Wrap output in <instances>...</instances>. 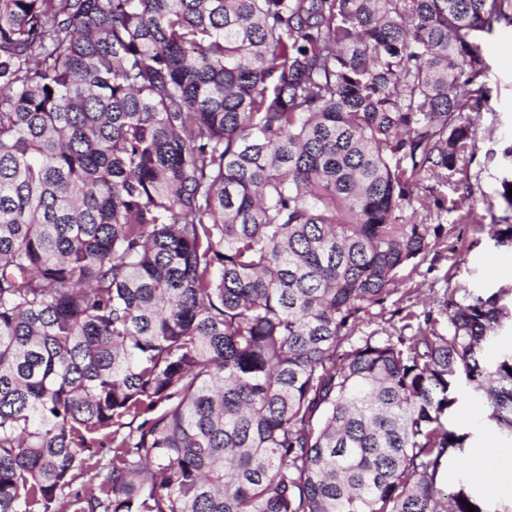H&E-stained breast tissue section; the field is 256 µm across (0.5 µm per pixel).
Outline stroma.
Instances as JSON below:
<instances>
[{
  "label": "stroma",
  "mask_w": 512,
  "mask_h": 512,
  "mask_svg": "<svg viewBox=\"0 0 512 512\" xmlns=\"http://www.w3.org/2000/svg\"><path fill=\"white\" fill-rule=\"evenodd\" d=\"M478 41L488 97L462 114L472 126L474 156L461 171L445 179H425L420 189L426 202L459 200L463 206L432 210L430 221L444 226L447 243L399 283L404 305L418 313L430 310L445 289L492 291L512 278V246L499 245L489 230L493 224H512V210L500 196L503 181H512V158L504 154L512 148V26L495 24L492 32L479 33ZM478 398L471 387H461L448 416L449 428L467 434L470 447L499 434L487 417L470 418ZM490 471L493 490L478 486L474 492L486 512H502L512 505V449L502 448L491 460Z\"/></svg>",
  "instance_id": "stroma-1"
}]
</instances>
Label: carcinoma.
Segmentation results:
<instances>
[{
	"label": "carcinoma",
	"mask_w": 512,
	"mask_h": 512,
	"mask_svg": "<svg viewBox=\"0 0 512 512\" xmlns=\"http://www.w3.org/2000/svg\"><path fill=\"white\" fill-rule=\"evenodd\" d=\"M501 20L0 0V512H486L439 474L462 382L512 443V283L354 336L443 243Z\"/></svg>",
	"instance_id": "1"
}]
</instances>
